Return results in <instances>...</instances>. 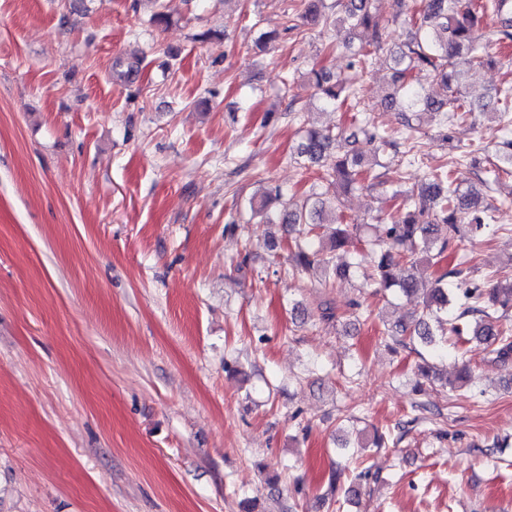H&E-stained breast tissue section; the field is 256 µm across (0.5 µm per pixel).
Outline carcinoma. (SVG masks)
Segmentation results:
<instances>
[{
  "label": "carcinoma",
  "mask_w": 512,
  "mask_h": 512,
  "mask_svg": "<svg viewBox=\"0 0 512 512\" xmlns=\"http://www.w3.org/2000/svg\"><path fill=\"white\" fill-rule=\"evenodd\" d=\"M151 22L170 23L172 14L163 0H151ZM302 17L322 25L330 33L331 50L347 58L346 73L334 75L326 68L308 72L314 96L326 109L337 111L359 98L351 71H366L381 62L377 56L389 25L375 0H336L332 12L326 0H300ZM493 14L499 21L497 41L512 40V13L508 0H419L409 18L406 39L390 52L392 86L382 99L386 109L429 112L438 126L439 139L452 142L451 128L475 122L476 108L463 92L464 73L495 63L489 53L490 39L481 29L482 19ZM443 96L433 95V88ZM494 98L501 120L512 112V84L496 88ZM355 130L307 126L297 147V162L306 173L320 167L317 181L296 201L283 198L281 189L267 185L259 199H251L253 216L265 224H286L296 233L291 254L292 271L352 275L375 288L387 303L417 299L421 309L390 329V336L419 341L437 357L448 355L452 336L469 334L496 361L512 358V330L506 313L512 308V283L484 288L472 279V268L458 263L430 281L418 275V266L438 265L458 238L484 235L494 227L498 207L471 186L457 184L448 170H427L420 184L405 187L402 167L421 163L419 128L407 124L403 141L409 144L400 159L385 165L382 185L393 188L401 204L388 223L378 225L373 236L362 234V224L347 221L340 209V192L364 180L365 158L356 150L341 151L342 144L363 136L374 155L397 148V141L363 115L353 119ZM493 179L512 173V140L498 145ZM374 255L366 268L358 255L362 248Z\"/></svg>",
  "instance_id": "carcinoma-1"
}]
</instances>
